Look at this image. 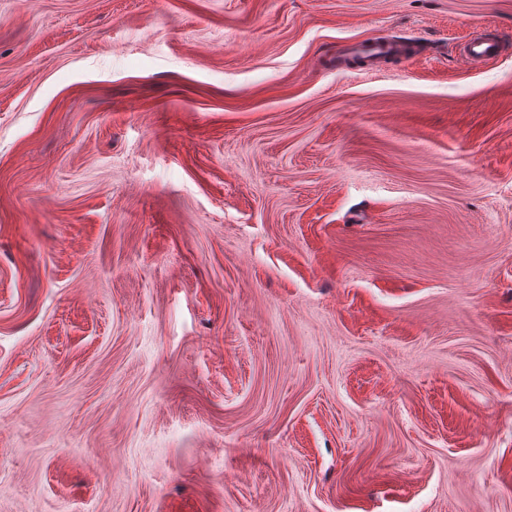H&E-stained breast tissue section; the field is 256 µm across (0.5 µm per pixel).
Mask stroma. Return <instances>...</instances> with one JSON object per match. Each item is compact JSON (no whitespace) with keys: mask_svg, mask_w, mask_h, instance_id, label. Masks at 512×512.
I'll return each mask as SVG.
<instances>
[{"mask_svg":"<svg viewBox=\"0 0 512 512\" xmlns=\"http://www.w3.org/2000/svg\"><path fill=\"white\" fill-rule=\"evenodd\" d=\"M0 512H512V0H0ZM501 44L484 32H477L464 45V56L471 62H485L495 58L501 52ZM353 53L359 56L368 66L373 68L381 59L389 56H407L403 43H381L363 41L353 48Z\"/></svg>","mask_w":512,"mask_h":512,"instance_id":"1","label":"stroma"}]
</instances>
